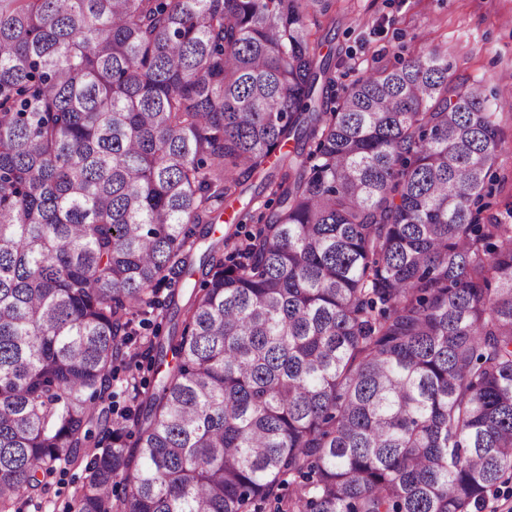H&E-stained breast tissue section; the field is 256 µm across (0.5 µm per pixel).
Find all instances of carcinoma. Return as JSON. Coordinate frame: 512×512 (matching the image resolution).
Masks as SVG:
<instances>
[{"label":"carcinoma","instance_id":"obj_1","mask_svg":"<svg viewBox=\"0 0 512 512\" xmlns=\"http://www.w3.org/2000/svg\"><path fill=\"white\" fill-rule=\"evenodd\" d=\"M330 2L0 0V512L80 465L63 512H480L509 480L502 104L437 48L337 96Z\"/></svg>","mask_w":512,"mask_h":512}]
</instances>
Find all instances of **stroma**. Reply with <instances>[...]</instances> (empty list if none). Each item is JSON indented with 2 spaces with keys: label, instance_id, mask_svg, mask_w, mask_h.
I'll return each instance as SVG.
<instances>
[{
  "label": "stroma",
  "instance_id": "1",
  "mask_svg": "<svg viewBox=\"0 0 512 512\" xmlns=\"http://www.w3.org/2000/svg\"><path fill=\"white\" fill-rule=\"evenodd\" d=\"M325 49H348L338 89L366 71L439 48L455 74L481 80L512 102V0H332Z\"/></svg>",
  "mask_w": 512,
  "mask_h": 512
}]
</instances>
